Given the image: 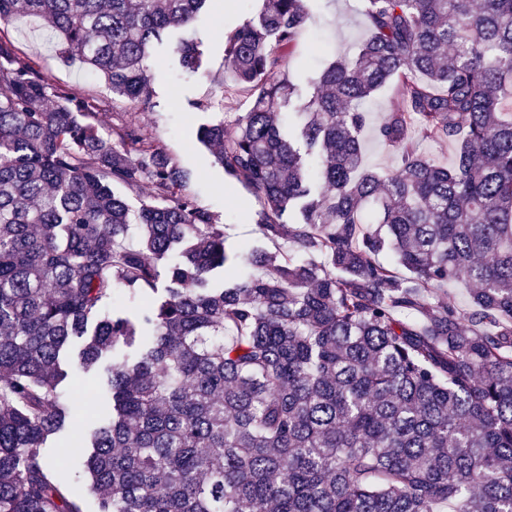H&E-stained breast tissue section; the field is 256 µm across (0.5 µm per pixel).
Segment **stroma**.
Here are the masks:
<instances>
[{
    "mask_svg": "<svg viewBox=\"0 0 512 512\" xmlns=\"http://www.w3.org/2000/svg\"><path fill=\"white\" fill-rule=\"evenodd\" d=\"M222 2V8L213 10L209 18L196 24L208 46L207 61L201 70L172 78L166 64L151 63L155 77L151 110L120 102L100 113L98 123L105 135L117 124L140 126L165 149L173 163L187 172L189 191L215 215L218 223L224 224L229 243L252 245L259 238L260 203L244 186L225 175L212 153L195 137L199 125L217 120L232 122L248 111L251 104L247 92L224 79V44L230 32L251 17L253 0ZM359 4L360 0H310V20L287 61L297 83H304L324 62L347 56L360 43L364 29ZM4 32L12 40L18 57L36 70L47 86H65L95 97L108 96L104 80L60 56L55 44L45 37L42 21L18 18ZM44 453L55 461L67 497L82 512H97V500L89 482L79 474V459L63 456L55 439L48 442Z\"/></svg>",
    "mask_w": 512,
    "mask_h": 512,
    "instance_id": "1",
    "label": "stroma"
}]
</instances>
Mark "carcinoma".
Returning a JSON list of instances; mask_svg holds the SVG:
<instances>
[{
  "label": "carcinoma",
  "instance_id": "obj_1",
  "mask_svg": "<svg viewBox=\"0 0 512 512\" xmlns=\"http://www.w3.org/2000/svg\"><path fill=\"white\" fill-rule=\"evenodd\" d=\"M209 2L0 0V25L43 20L147 109L154 54L202 66L174 35ZM261 2L224 49L251 107L197 139L262 203L265 248H229L140 127L101 136L110 102L48 91L0 37V512H80L43 452L77 421L74 336L112 402L61 445L98 512H512V0H363L364 40L312 79L297 127L307 0ZM393 83L381 171L365 104ZM365 152L369 165L378 168H393L395 156L386 147L375 141L368 129L365 133ZM415 139L419 147L430 154L437 163L448 166L452 163L454 149L448 142L436 143L423 137L419 128L416 129ZM85 337L87 336H84L82 339L74 338L67 352L65 368L68 372V377L64 382V389L69 396L76 391V384L79 378L78 371L80 369L78 353Z\"/></svg>",
  "mask_w": 512,
  "mask_h": 512
}]
</instances>
